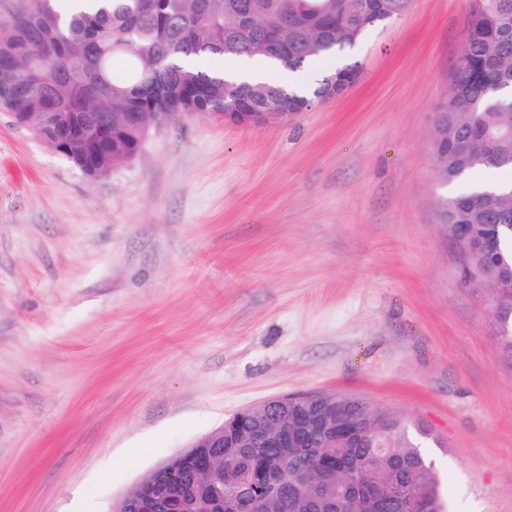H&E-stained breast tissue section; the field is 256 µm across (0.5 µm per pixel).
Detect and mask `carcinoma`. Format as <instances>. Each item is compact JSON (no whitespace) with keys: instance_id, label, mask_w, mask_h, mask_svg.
<instances>
[{"instance_id":"cac0c4a2","label":"carcinoma","mask_w":512,"mask_h":512,"mask_svg":"<svg viewBox=\"0 0 512 512\" xmlns=\"http://www.w3.org/2000/svg\"><path fill=\"white\" fill-rule=\"evenodd\" d=\"M13 15L0 24V109L34 128L50 147L86 172L105 175L140 150L153 112L184 115L237 109L261 112L287 90L265 79L235 83L184 58L210 55L272 62L299 71L326 58L342 59L370 29L405 14L410 0H0ZM360 74L357 64L324 72L312 95L289 92L285 112H305L326 99L329 80ZM450 83L453 106L440 108L432 146L445 184L477 169H512V0H470L465 40ZM448 232L477 287L488 291L493 316L512 309V195L460 193L445 204ZM292 448H275L252 432L224 481L189 493L214 512H425L440 493L422 449L433 440L369 401L319 393L296 406ZM282 475L268 493L263 478ZM340 483L321 497L324 475Z\"/></svg>"}]
</instances>
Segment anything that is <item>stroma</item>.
<instances>
[{
    "mask_svg": "<svg viewBox=\"0 0 512 512\" xmlns=\"http://www.w3.org/2000/svg\"><path fill=\"white\" fill-rule=\"evenodd\" d=\"M470 0H412L341 97L176 116L86 175L0 110V512H111L225 418L364 398L437 439L446 512H512V352L442 220Z\"/></svg>",
    "mask_w": 512,
    "mask_h": 512,
    "instance_id": "obj_1",
    "label": "stroma"
}]
</instances>
